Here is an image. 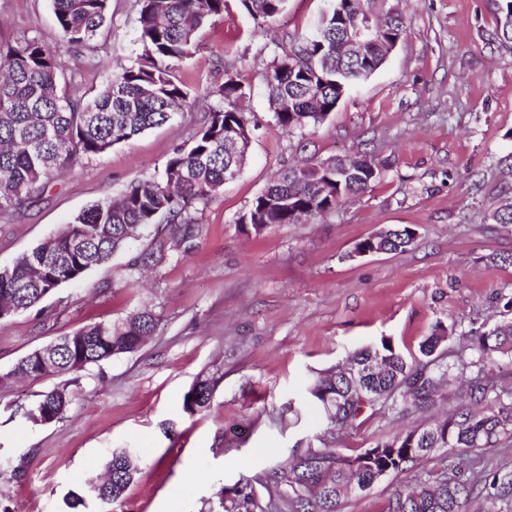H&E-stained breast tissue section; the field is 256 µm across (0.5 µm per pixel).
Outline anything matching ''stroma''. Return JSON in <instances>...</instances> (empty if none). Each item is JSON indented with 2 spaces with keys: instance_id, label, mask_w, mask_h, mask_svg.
I'll use <instances>...</instances> for the list:
<instances>
[{
  "instance_id": "stroma-1",
  "label": "stroma",
  "mask_w": 512,
  "mask_h": 512,
  "mask_svg": "<svg viewBox=\"0 0 512 512\" xmlns=\"http://www.w3.org/2000/svg\"><path fill=\"white\" fill-rule=\"evenodd\" d=\"M328 0H288L258 29L239 0L204 27V48L182 68L201 91L232 66L244 87L252 132L245 166L211 197L191 251L168 243L142 279L128 276L142 238L59 288L41 307L0 321V375L25 355L97 322L119 324L148 309L157 325L139 351L79 375L0 384V504L10 512H68L70 493L87 495L111 454L141 451V473L114 512H209L222 488L285 460L297 442L322 430L312 382L367 346L388 340L404 354L435 325L453 331L445 360L454 363L470 329L498 320L497 299L512 295V224L490 213L512 199L500 161L512 153V49L494 33L491 0H387L406 32L386 62L343 94L313 129L285 131L269 109L264 74L282 46L310 33ZM134 0H112V27L94 57L66 70L88 87L140 51ZM32 30L59 41L50 0H0V40ZM199 114L75 165L19 211L0 215V269L57 233L92 203L130 182L160 176ZM368 153L383 177L336 210L254 233L240 217L278 171L309 156ZM411 226L403 252L353 256L376 232ZM209 380V406L186 414L195 380ZM68 384L67 418L35 424L20 411ZM382 410L357 430L335 435L354 455L419 424Z\"/></svg>"
}]
</instances>
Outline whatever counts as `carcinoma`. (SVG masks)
<instances>
[{"mask_svg":"<svg viewBox=\"0 0 512 512\" xmlns=\"http://www.w3.org/2000/svg\"><path fill=\"white\" fill-rule=\"evenodd\" d=\"M112 0H51L60 43L52 46L26 32L0 43V214L20 209L38 197L64 170L113 146L128 143L147 130L173 121L190 104L180 68L201 49L199 33L224 14L225 0H135L137 42L141 54L111 73L93 94L65 82L61 46L78 55L96 49L112 24ZM256 21L278 17L287 0H241ZM497 11L495 39L512 48V0H492ZM372 0H334L315 33L297 39L274 58L265 75L273 119L284 129L315 128L336 108L346 88L374 73L405 28L391 12L372 30V45L361 60L350 57L345 35L364 19ZM211 99L188 142L176 148L156 179L135 181L115 199H105L79 213L58 233L22 254L0 271V306L23 311L37 306L62 285L82 280L89 270L128 247L149 228L162 223L154 246L134 256L138 271L163 253L168 240L189 251L199 233L198 213L224 186V125L248 120L239 106L242 86L224 69V82L210 88ZM366 154L313 159L280 172L256 197L241 223L257 234L274 224H296L336 209L380 180ZM390 250L404 251L415 242L410 227L388 231ZM506 318L466 333L470 358L454 366L455 378L440 363V349L451 338L437 325L419 346L420 357L407 359L389 342L364 348L350 357V367L321 377L310 394L321 405L325 432L362 425L377 406L408 414H427L452 397L467 408L450 409L442 420L421 424L356 455L317 438L291 460L256 478L224 489L220 512H339L344 488L364 492L382 480L418 468L438 452L464 450L480 457L512 444V296L499 298ZM155 315L144 310L121 324L96 323L61 336L21 358L12 374L38 380L48 375L80 373L92 365L139 350L155 328ZM212 386L194 384L183 397L193 415L210 403ZM71 404L63 384L42 394L22 416L33 422L64 419ZM139 472L132 449L112 454L105 477L92 487L97 512H113ZM512 495V469L464 471L444 465L388 497L384 512H498Z\"/></svg>","mask_w":512,"mask_h":512,"instance_id":"carcinoma-1","label":"carcinoma"}]
</instances>
